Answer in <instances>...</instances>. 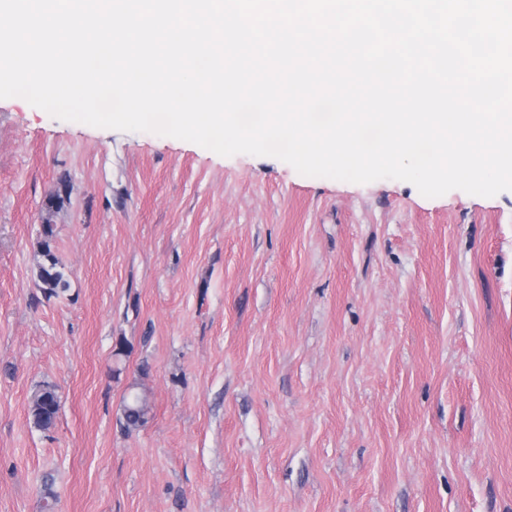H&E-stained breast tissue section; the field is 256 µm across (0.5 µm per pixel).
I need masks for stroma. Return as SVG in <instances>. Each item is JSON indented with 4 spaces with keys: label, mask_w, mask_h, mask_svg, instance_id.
Here are the masks:
<instances>
[{
    "label": "stroma",
    "mask_w": 512,
    "mask_h": 512,
    "mask_svg": "<svg viewBox=\"0 0 512 512\" xmlns=\"http://www.w3.org/2000/svg\"><path fill=\"white\" fill-rule=\"evenodd\" d=\"M0 512H512V191L308 177L0 99ZM42 233L45 238L42 242L44 262L39 266L38 277L49 296L58 295L66 291L70 284L50 248L49 239L54 235V224H50L49 221L42 224ZM59 410L60 400L55 388L43 385L38 389L30 405L34 425L42 430L50 429L55 423ZM148 406L146 399L137 393L130 394L123 408V421L126 429H136L147 422Z\"/></svg>",
    "instance_id": "obj_1"
}]
</instances>
